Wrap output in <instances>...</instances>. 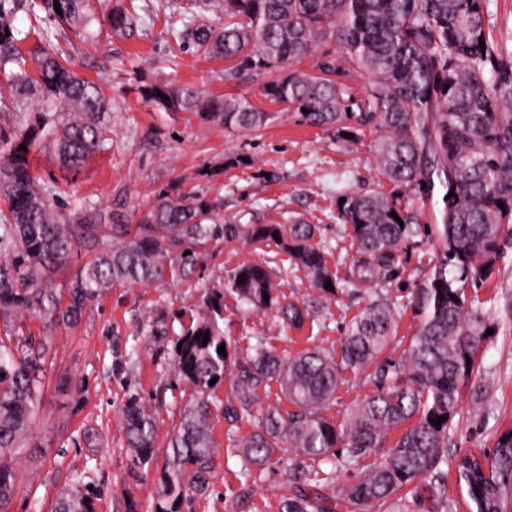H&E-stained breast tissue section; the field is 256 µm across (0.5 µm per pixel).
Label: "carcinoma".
I'll return each instance as SVG.
<instances>
[{"label": "carcinoma", "mask_w": 512, "mask_h": 512, "mask_svg": "<svg viewBox=\"0 0 512 512\" xmlns=\"http://www.w3.org/2000/svg\"><path fill=\"white\" fill-rule=\"evenodd\" d=\"M98 5L102 0H57L45 18L41 0H0V74L6 83L0 85V113L19 114L0 156L5 203L0 254L11 255L0 262V318L26 314L74 327L97 296L117 283L189 278L201 258L196 248L220 238L272 242L287 254L286 272L304 270L314 288L333 294L341 286L387 275L409 240L434 235L440 242L437 261L412 299L422 319L396 360L384 357L398 342V310L388 298L376 297L348 322L340 354L313 347L285 357L260 336L243 349L226 340L219 325L224 292L255 312L276 309L295 330L310 320L327 328L331 315L318 299L281 302L268 261L243 263L224 287L206 292L208 316L182 329L181 350L174 351V374L197 398L185 407L165 449L155 510L179 512L175 503L188 490L202 494L208 488L214 454L210 416L216 411L227 425L246 490L262 481L283 447L311 460L320 482L332 484L336 446H346L342 461L350 465L401 426L390 451L340 496L359 512H420L427 499L428 512H448L444 466L450 430L463 392L472 390L479 402L486 397L487 389L475 380L481 374L480 347L493 327L491 311L467 295V288L499 272L512 248V48L487 41L482 0H194L190 5L193 22L178 37L205 58L231 63L225 80L247 73L265 77L267 96L294 107L311 126L347 133L348 141L357 140L359 125L373 122L382 131L377 160L400 194L376 189L343 194L339 215L350 225L359 254L343 278L328 267L337 247L317 239L320 226L226 224L219 196L172 186L159 192L136 224L124 223L118 213L109 224H87L82 207L67 214L58 206L55 186L37 182L29 157L43 147L64 166L84 164L105 149L104 116L112 98L103 83L74 70L73 57L54 48L52 35L69 32L81 42L101 36L127 40L139 27L124 0H113L105 21ZM20 12L29 21L26 31L14 25ZM31 38L36 43L26 52L21 44ZM326 38L339 43L351 65L367 75L363 97L347 94L330 60L312 72L297 67L315 41ZM136 91L156 110L190 112L241 133L258 131L272 119L244 95L207 96L189 85L147 80ZM437 185L443 189L440 223L422 224L405 196L428 198ZM105 239L112 244L100 246ZM78 245L91 253L90 260L56 286L53 275ZM206 332L207 343L195 339ZM222 344L224 356L218 353ZM56 357L48 337L36 343L11 330L0 333V512H10L19 459ZM348 372L369 380L376 392L356 401L336 423L323 411L347 383ZM227 377L231 393L210 401V380ZM275 385L276 403L259 409V392L269 397ZM284 399L296 411L282 413ZM124 416L131 467L148 469L159 454L154 418L136 397L124 406ZM441 416L445 421L437 428L431 420ZM254 419L257 429L237 438L243 421ZM457 473L476 512H512V428L498 435L492 455L459 457ZM92 506L89 495L70 493L56 502L54 512H92ZM279 512L337 508L298 490L282 499Z\"/></svg>", "instance_id": "1"}]
</instances>
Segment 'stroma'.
I'll list each match as a JSON object with an SVG mask.
<instances>
[{
  "label": "stroma",
  "instance_id": "stroma-1",
  "mask_svg": "<svg viewBox=\"0 0 512 512\" xmlns=\"http://www.w3.org/2000/svg\"><path fill=\"white\" fill-rule=\"evenodd\" d=\"M170 3L135 0L141 31L132 41L71 43L56 38L57 48L74 57L77 71L102 80L111 96L106 119L112 143L75 169L59 166L51 154L33 152L38 180L60 186L63 208L79 205L96 217L118 212L128 224L138 223L155 204L158 191L175 183L187 192L221 196L228 223L290 224L305 219L320 225L323 239L339 241L341 248L330 257L329 266L346 274L356 247L338 218V196L372 188L395 191L374 154L380 130L366 126L358 140L347 142L265 97L263 79L225 80L224 61L200 58L188 45L176 46L169 31ZM325 59L335 62L338 80L349 93L362 96L364 78L351 70L332 40L316 42L301 68L312 71ZM143 79L188 84L213 96L243 94L273 119L263 129L244 134L187 112H157L136 92ZM241 155L247 164L227 168L210 180L202 178L203 170ZM438 247L432 238L416 241L401 255L400 280L341 288L333 295H320L304 271L272 269L275 284L289 301L319 298L332 315L327 329L314 335L307 329L287 328L276 311L257 314L228 295L224 334L233 342L264 337L269 349L286 356L315 346L336 349L346 322L382 295L400 304L398 333L411 337L421 320L410 305L412 291L426 282ZM274 252V247L261 243L214 240L202 248L189 280L105 289L77 326L50 327L28 316L13 319L19 335L53 338L59 350L51 372L68 374L73 383L70 389L51 386L44 393L27 454L18 467L19 489L11 512H50L60 495L79 490L87 481L97 486L94 512H153L159 472L153 468L144 475L132 470L124 446V404L136 395L148 405L156 423V443L165 447L192 394L171 368L182 327L203 316L206 289L223 287L238 265L264 262ZM475 295L491 307L495 326L481 347L489 396L480 405L462 396L450 431L454 454L492 451L498 434L512 427V256L498 275L476 288ZM159 319L165 322L166 335L153 333ZM212 426L216 454L208 489L201 495L190 493L181 512H278L280 500L294 490L293 483L280 476L282 467L298 460L293 449L282 448L273 457L249 504L240 505L239 464L228 449L223 417L213 418ZM89 427L102 432L100 444L93 448L79 442L82 430Z\"/></svg>",
  "mask_w": 512,
  "mask_h": 512
}]
</instances>
